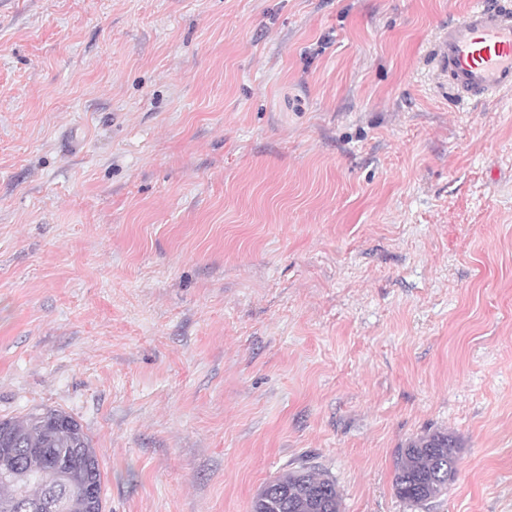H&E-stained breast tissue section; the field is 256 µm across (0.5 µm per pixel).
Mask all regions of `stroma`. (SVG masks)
<instances>
[{"mask_svg":"<svg viewBox=\"0 0 512 512\" xmlns=\"http://www.w3.org/2000/svg\"><path fill=\"white\" fill-rule=\"evenodd\" d=\"M473 0H0V418L71 414L104 512H512V93ZM458 441L447 494L400 448ZM432 54L459 103L478 104L512 91V9L500 0H477L440 26ZM456 448V438L446 431L410 440L399 452L393 479L396 494L413 504L444 495L457 474ZM335 481L314 466H300L266 483L252 512H340Z\"/></svg>","mask_w":512,"mask_h":512,"instance_id":"35a3bbf8","label":"stroma"}]
</instances>
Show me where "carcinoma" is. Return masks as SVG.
<instances>
[{
    "label": "carcinoma",
    "instance_id": "cac0c4a2",
    "mask_svg": "<svg viewBox=\"0 0 512 512\" xmlns=\"http://www.w3.org/2000/svg\"><path fill=\"white\" fill-rule=\"evenodd\" d=\"M457 440L446 431L413 439L399 452L393 487L421 504L448 491L457 474ZM103 483L96 448L82 424L58 409L0 419V512H103L82 495ZM335 481L300 466L266 483L252 512H340Z\"/></svg>",
    "mask_w": 512,
    "mask_h": 512
}]
</instances>
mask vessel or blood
Here are the masks:
<instances>
[{
  "mask_svg": "<svg viewBox=\"0 0 512 512\" xmlns=\"http://www.w3.org/2000/svg\"><path fill=\"white\" fill-rule=\"evenodd\" d=\"M432 54L460 102L478 104L512 91V5L474 0L439 28Z\"/></svg>",
  "mask_w": 512,
  "mask_h": 512,
  "instance_id": "b4317fda",
  "label": "vessel or blood"
}]
</instances>
